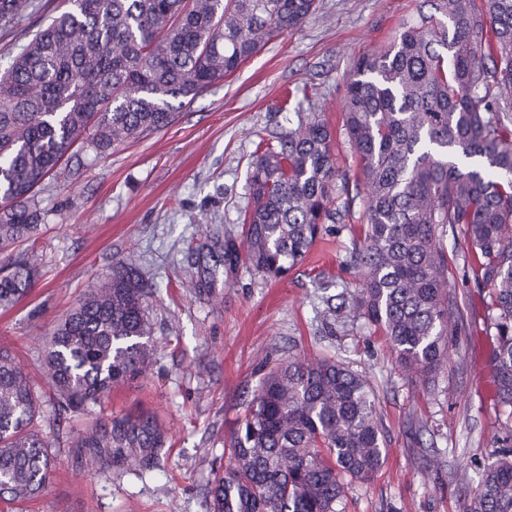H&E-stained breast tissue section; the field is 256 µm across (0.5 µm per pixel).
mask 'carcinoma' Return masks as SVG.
<instances>
[{
    "mask_svg": "<svg viewBox=\"0 0 512 512\" xmlns=\"http://www.w3.org/2000/svg\"><path fill=\"white\" fill-rule=\"evenodd\" d=\"M391 42L347 74L343 130L363 188L364 235L346 249L353 293L324 298L327 327L349 315L385 339L414 383L447 364L459 335L454 260L487 290L495 329L497 403L512 420V0H429ZM0 72V309L38 273L43 220L35 188L81 166L62 160L79 138L96 157L169 126L203 91L270 41L298 30L315 0H66ZM0 0V30L41 11ZM331 130L314 118L268 144L251 163L244 246L216 231L187 254L195 288L221 266L266 277L302 262L323 225L350 213ZM345 195L335 206V194ZM151 288L135 264L117 262L41 338L43 372L59 405L80 410L141 374L153 351ZM38 396L16 357L0 349V500L37 497L55 459L38 428ZM167 432L141 411L83 432L90 468L141 475L159 469ZM387 455L385 427L366 376L338 356H290L272 365L248 405L214 480L212 512H345V488L372 480ZM469 512H512V449L483 469Z\"/></svg>",
    "mask_w": 512,
    "mask_h": 512,
    "instance_id": "cac0c4a2",
    "label": "carcinoma"
}]
</instances>
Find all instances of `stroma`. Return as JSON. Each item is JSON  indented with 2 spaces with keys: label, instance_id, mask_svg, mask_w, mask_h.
I'll list each match as a JSON object with an SVG mask.
<instances>
[{
  "label": "stroma",
  "instance_id": "35a3bbf8",
  "mask_svg": "<svg viewBox=\"0 0 512 512\" xmlns=\"http://www.w3.org/2000/svg\"><path fill=\"white\" fill-rule=\"evenodd\" d=\"M423 0H319L297 31L269 43L238 71L179 110L174 123L95 159L79 176L48 178L37 199L45 213L37 243L40 275L29 295L0 309V346L12 349L41 402L40 425L56 468L41 495L15 512H211L208 489L263 375L293 355H336L366 373L387 431L377 476L354 483L345 512H462L483 468L503 450L506 417L494 397L493 331L486 296L457 277L462 333L429 387L411 384L382 337L360 320L321 324L318 273L356 289L345 249L358 236L362 200L324 225L305 260L284 277L245 266L218 274L212 293L195 290L186 248L220 231L240 239L249 204V163L274 141L317 116L333 132L338 166L356 167L345 140L344 79L363 53L386 45ZM137 263L155 285L149 320L155 347L142 376L114 385L101 403L57 415L42 374L40 336L110 274ZM146 409L168 432L160 471L138 476L88 470L79 434L110 415Z\"/></svg>",
  "mask_w": 512,
  "mask_h": 512
}]
</instances>
